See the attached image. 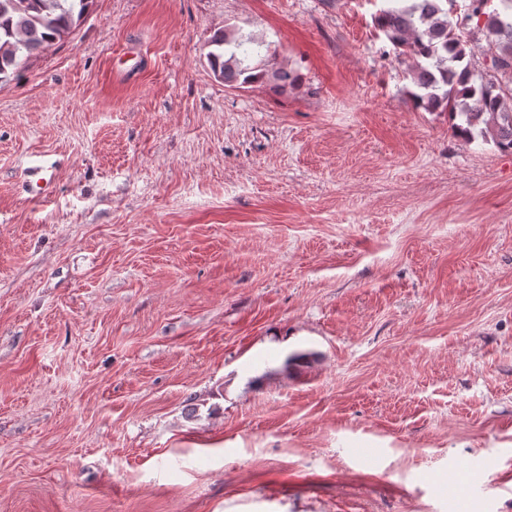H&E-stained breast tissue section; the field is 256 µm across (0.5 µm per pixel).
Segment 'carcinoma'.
Here are the masks:
<instances>
[{
  "label": "carcinoma",
  "mask_w": 512,
  "mask_h": 512,
  "mask_svg": "<svg viewBox=\"0 0 512 512\" xmlns=\"http://www.w3.org/2000/svg\"><path fill=\"white\" fill-rule=\"evenodd\" d=\"M457 0H382L376 28L396 57L410 59L409 94L426 112L448 114L454 134L467 143H493L512 152V0L485 11L490 0H470L465 19H477L488 37L491 68L476 71L467 58L462 23L454 20ZM94 0H0V82L29 59L68 35ZM212 72L230 86L268 84L283 90L299 75L268 64L266 45L253 36L224 29L210 38Z\"/></svg>",
  "instance_id": "carcinoma-1"
}]
</instances>
